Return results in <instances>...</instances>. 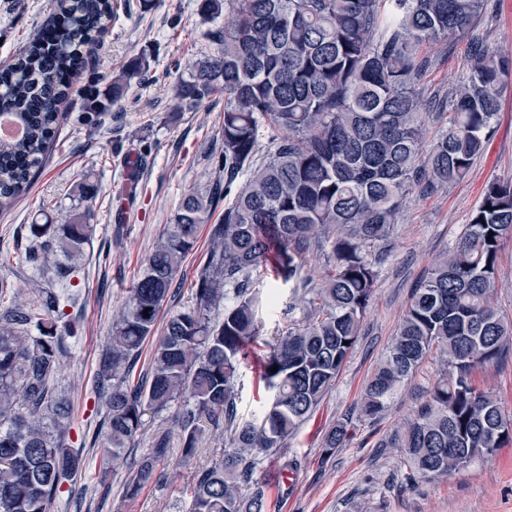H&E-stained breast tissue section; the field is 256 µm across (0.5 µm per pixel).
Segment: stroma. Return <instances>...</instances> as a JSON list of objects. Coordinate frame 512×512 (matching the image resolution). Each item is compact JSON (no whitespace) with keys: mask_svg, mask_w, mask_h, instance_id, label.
<instances>
[{"mask_svg":"<svg viewBox=\"0 0 512 512\" xmlns=\"http://www.w3.org/2000/svg\"><path fill=\"white\" fill-rule=\"evenodd\" d=\"M201 3L155 0L149 12L113 19L87 71L62 105L55 144L29 192L11 209L0 211V253L8 257L0 266V281L11 289L0 306L8 308L13 301L34 299L52 278L27 259L29 225L41 223L45 210L63 222L71 205L70 188L87 178L96 185L86 202L94 214V236L80 273L71 280L77 302L70 313L79 327L67 340V355L55 378L58 391L71 401L68 446L78 453L81 468L74 493L60 494L49 512H187L198 466L224 458L223 435L210 432L194 461L184 462L172 409L146 416L133 458L115 463L108 480L100 478L103 454L91 441L105 413L95 385L112 322L184 195L205 192L221 175L216 157L223 146V96L191 110L175 92L178 78L189 76L197 63L214 54L210 34L224 23L223 18L204 15ZM55 10L56 0H0V65L18 53ZM468 53L463 37L427 48L432 65L420 82L423 97L447 96L468 68ZM135 58L147 59L150 70L132 81L121 109L91 123L83 121V87L93 81L106 87L113 73ZM493 126L492 139L465 179L424 193L415 190L404 198L393 251L378 271L357 345L335 385L276 456L259 458L256 475L266 484L268 512H512V443L444 480L413 490L400 485L402 451L382 447L381 442L411 420L429 396L442 375L436 355L427 357L380 417L356 420L344 447L331 454L323 448L326 431L337 420L355 416L413 288L436 258L458 242L486 184L512 181V92L503 98ZM132 153L140 159L139 180L125 221L117 222L113 212L127 190L125 162ZM208 250L209 229L204 226L175 277L164 315L189 304ZM263 317L264 328L240 366L238 415L243 419L258 414L267 397L260 375L282 311L267 309ZM160 431L171 435L160 482L145 487L136 499H124L134 457L146 453L151 437Z\"/></svg>","mask_w":512,"mask_h":512,"instance_id":"obj_1","label":"stroma"}]
</instances>
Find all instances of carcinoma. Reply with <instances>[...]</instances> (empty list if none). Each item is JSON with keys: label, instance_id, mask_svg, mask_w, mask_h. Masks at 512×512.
<instances>
[{"label": "carcinoma", "instance_id": "obj_1", "mask_svg": "<svg viewBox=\"0 0 512 512\" xmlns=\"http://www.w3.org/2000/svg\"><path fill=\"white\" fill-rule=\"evenodd\" d=\"M203 2L205 13L224 15V27L211 34L216 54L178 81L177 93L189 108L224 95V184L184 196L113 321L96 380L105 418L95 439L117 462L135 447L147 412L176 406L187 461L202 442L201 419L230 432L223 462L195 471L190 512H266V485L255 478L258 453L283 447L335 385L392 252L406 194L464 179L486 150L512 78V52L489 49L479 34L489 0ZM135 6L147 11L153 0H58L51 23L0 69V118L22 130L0 137L1 208L42 167L62 118L59 105L86 70L84 48L118 9ZM464 34L469 71L426 149L429 112L416 83L428 59L419 47ZM148 68L136 59L108 89L88 85L85 119L118 106ZM263 139L270 150L258 164ZM223 200L192 304L172 314L156 340L176 273L205 216ZM29 232V262L41 270L53 264L59 281L76 276L93 235L89 211L76 208L67 223L31 224ZM507 240L512 182L493 180L458 243L415 290L363 392L360 416L374 419L431 352L441 357L443 377L427 401L380 443L403 449L409 487L465 469L512 441V417L474 379L512 355V320L495 305ZM309 254L320 267L308 266ZM265 270L289 288L286 320L263 362L272 401L258 420L241 421L239 369L263 329L256 284ZM70 333L61 297L50 288L0 313V512H49L79 471L66 444L70 404L55 386ZM151 341L149 384L133 386L130 372ZM351 422L343 418L328 430L325 451L345 444ZM169 448L168 432L152 437L125 483L126 498L158 481Z\"/></svg>", "mask_w": 512, "mask_h": 512}]
</instances>
